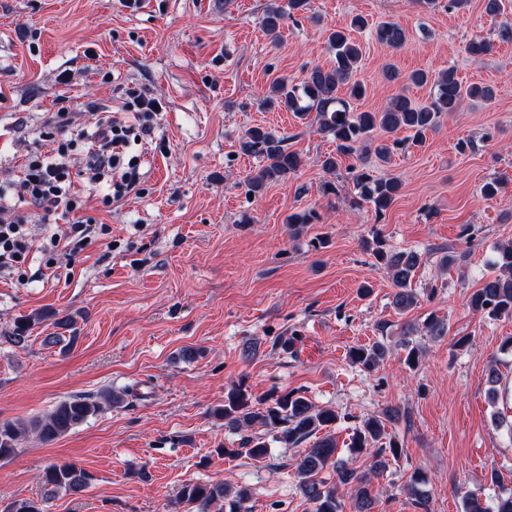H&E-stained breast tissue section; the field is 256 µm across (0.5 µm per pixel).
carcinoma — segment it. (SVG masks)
<instances>
[{"label": "carcinoma", "instance_id": "1", "mask_svg": "<svg viewBox=\"0 0 512 512\" xmlns=\"http://www.w3.org/2000/svg\"><path fill=\"white\" fill-rule=\"evenodd\" d=\"M307 4L308 0H288L285 8L275 2L269 4L261 19L262 29L272 41H277L285 16L291 17L307 10ZM365 27V20L355 16L349 27L331 31L328 43L334 52L333 65L329 68L311 66L298 81L276 80L263 99L264 105L282 107L302 119L315 114L317 132L335 144V154L326 156L323 161L324 169L329 172L336 170L340 158H361L366 143L377 128L388 134L375 147L376 158L385 162L405 145V140L395 137L397 131L412 133L411 144L420 145L429 133L437 130L442 117L460 109L464 99L490 102L495 97L494 90L487 85L462 84L452 68L433 80L427 72L418 70L405 77V84H432V94L427 103L419 105L401 93L378 110L355 111L351 102L364 98L366 87L356 78L361 50L350 31ZM375 36L379 43L394 51L403 48L408 41L407 30L393 20L379 24L375 28ZM341 85L346 86L343 96L338 94ZM286 141V136L265 126L247 129L241 141V150L264 161V165L246 179L249 193L256 195L267 184L284 182L298 172L302 158L297 152L288 150ZM352 181L356 196L371 204L378 214L393 205L401 189L397 179L375 175L373 166L364 161L359 167L352 168ZM314 220V211L301 210L288 215L287 223L300 231ZM366 247L371 250L375 265L383 268L391 279L393 306L400 312L413 307L417 303V295L412 284L422 265V254L416 250L388 247L378 230L372 232V239L366 242ZM469 307L474 313L491 319L512 317V241L496 247L493 271L472 293ZM36 323L38 320L31 317L19 320L12 334L6 336V341L15 346L25 345L29 331ZM423 328L425 334L434 339L448 335L447 321L433 314L426 318ZM415 333L412 324H405L403 339L399 342L405 351L404 362L410 368L415 367L419 360L418 347L412 342ZM388 352L384 343L375 342L352 349L349 358L363 371L372 372ZM104 402L110 406L119 405L124 402L123 393L107 390L98 398L84 395L69 397L59 401L43 418L0 424V459L11 457L20 441L31 435L43 443L59 439L100 413ZM214 415L224 420V429L229 433L241 435V448L254 460L266 458L273 442L298 446L308 439L312 440L294 461V472L299 489L313 506V512H343L344 506L338 496L340 486L354 488L352 506L355 512H371V478L384 474L389 468V461L401 455V446L392 438L386 439L385 422L371 416L363 419L354 429L350 441L352 452H365L373 458L370 472L363 473L349 463L337 460L335 436L330 433L319 435V432L336 423V412L315 408L298 391L274 392L265 401L254 402L248 390L237 385L224 394V406L214 410ZM330 466L337 475L334 483L320 477ZM89 480L90 475L86 471L68 462L52 463L42 475L48 495L60 490L79 494L88 487ZM428 484L427 476L415 470L406 486L409 495L414 497L415 507L421 512H431ZM249 498L250 490L247 487L240 485L233 488L222 482H189L180 491L181 501L194 506V512H213L217 506L228 507V512H243V504ZM467 500L469 512H512V493L498 496L490 504L477 492L469 493Z\"/></svg>", "mask_w": 512, "mask_h": 512}]
</instances>
